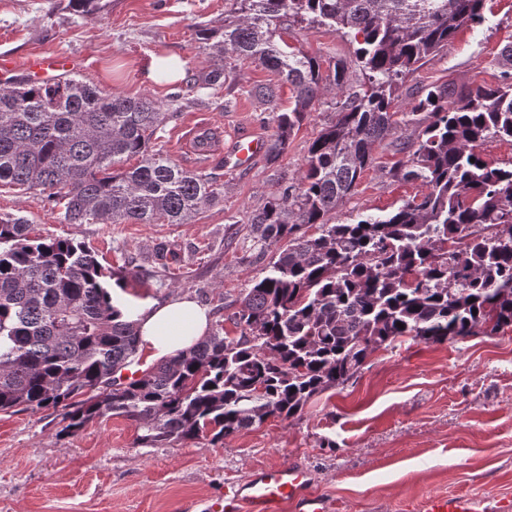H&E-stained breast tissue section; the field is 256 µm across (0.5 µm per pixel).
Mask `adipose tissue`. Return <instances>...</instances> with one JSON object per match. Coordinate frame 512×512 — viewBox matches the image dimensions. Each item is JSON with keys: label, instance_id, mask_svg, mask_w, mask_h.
<instances>
[{"label": "adipose tissue", "instance_id": "ef3b65f1", "mask_svg": "<svg viewBox=\"0 0 512 512\" xmlns=\"http://www.w3.org/2000/svg\"><path fill=\"white\" fill-rule=\"evenodd\" d=\"M133 318L143 344L163 358L191 347L211 327L208 309L187 294L162 303H136Z\"/></svg>", "mask_w": 512, "mask_h": 512}]
</instances>
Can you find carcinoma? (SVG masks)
<instances>
[{"instance_id":"1","label":"carcinoma","mask_w":512,"mask_h":512,"mask_svg":"<svg viewBox=\"0 0 512 512\" xmlns=\"http://www.w3.org/2000/svg\"><path fill=\"white\" fill-rule=\"evenodd\" d=\"M486 0H233L216 59L201 85L222 87L226 55L249 58L293 87L284 112L276 88H258L276 129L277 160L324 84L338 88L336 120L304 167L248 219L243 260L288 246L219 324L190 348L123 382L141 343L112 304L94 251L72 239L30 236L22 217H0V412L53 408L64 430L108 416L136 421L144 446L210 438L218 444L270 417L291 418L316 395L345 385L368 356L401 337L428 344L512 327V168L472 151L512 142V45L494 85L430 87L403 123L430 122L393 177L427 187L385 216L333 224L372 163L373 145L398 124L399 85L411 68L484 21ZM328 26L360 39L363 82L342 60L288 50L283 21ZM164 120L156 103L104 92L87 77L0 82V187L34 191L68 224H189L212 205L207 177L152 149ZM137 159L126 168L124 163ZM316 232L309 233L310 229ZM440 240L453 249L441 252Z\"/></svg>"}]
</instances>
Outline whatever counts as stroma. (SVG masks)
Listing matches in <instances>:
<instances>
[{"label": "stroma", "instance_id": "1", "mask_svg": "<svg viewBox=\"0 0 512 512\" xmlns=\"http://www.w3.org/2000/svg\"><path fill=\"white\" fill-rule=\"evenodd\" d=\"M229 7L230 0H99L97 10L76 13L69 0H0V57L66 54L104 91L156 102L166 118L154 148L219 191L188 224H68L42 197L7 187L0 216L25 218L37 235L86 243L105 269L126 272L123 298L162 302L184 293L228 332L225 303L263 276L262 264L240 261L248 217L296 179L309 145L335 120L337 100L335 89L324 90L277 161L225 167V142L275 132L259 87L277 86L281 108L294 102L291 86L249 59L235 60L232 88L200 87L215 51L201 45L197 29L222 24ZM284 38L292 50L349 62L351 82H362L353 37L295 24ZM511 43L512 0H488L481 26L460 31L406 76L399 112L427 86L496 84L498 54ZM155 55L185 60L183 77L148 78ZM192 121L223 133L206 156L181 148V129ZM419 132L400 125L375 143L372 167L334 222L385 215L423 194L420 182L389 175L404 158L399 144ZM60 429L50 409L0 413V512H203L251 471L292 462L310 470L334 512H403L431 493L470 494L492 507L512 499V328L442 345L401 338L372 353L345 386L313 397L300 416L267 419L217 445L143 447L136 422L118 416L73 435Z\"/></svg>", "mask_w": 512, "mask_h": 512}]
</instances>
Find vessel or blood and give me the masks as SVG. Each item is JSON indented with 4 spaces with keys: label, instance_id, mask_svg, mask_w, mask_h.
<instances>
[{
    "label": "vessel or blood",
    "instance_id": "vessel-or-blood-1",
    "mask_svg": "<svg viewBox=\"0 0 512 512\" xmlns=\"http://www.w3.org/2000/svg\"><path fill=\"white\" fill-rule=\"evenodd\" d=\"M78 61L70 56L45 52L29 57L25 62L27 75L37 80H49L57 72L77 69ZM263 136L239 134L227 150L224 160L235 168H247L265 150ZM479 499L467 494H431L410 503L406 512H481ZM328 512L322 493L313 491L309 471L300 464L290 463L263 469L251 474L240 485L227 489L221 512Z\"/></svg>",
    "mask_w": 512,
    "mask_h": 512
}]
</instances>
